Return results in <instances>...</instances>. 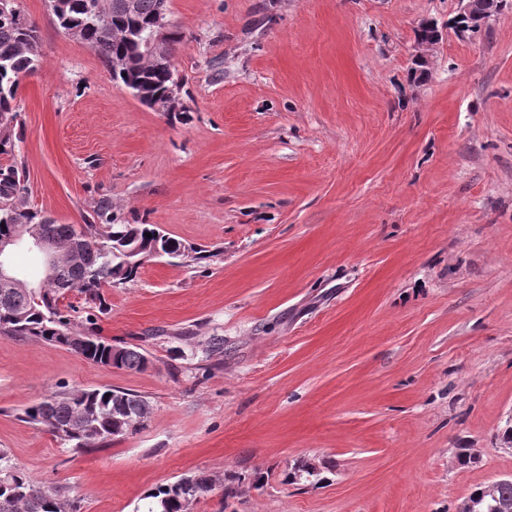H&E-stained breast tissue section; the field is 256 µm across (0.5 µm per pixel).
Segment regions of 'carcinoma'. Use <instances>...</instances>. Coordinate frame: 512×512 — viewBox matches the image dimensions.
I'll return each instance as SVG.
<instances>
[{
  "mask_svg": "<svg viewBox=\"0 0 512 512\" xmlns=\"http://www.w3.org/2000/svg\"><path fill=\"white\" fill-rule=\"evenodd\" d=\"M73 7L62 15L67 25L84 29V43L94 48L107 65L112 56L123 54L135 59L136 66L121 77L129 87L136 82L149 85L154 95L163 94L174 81V73L157 68L141 55L142 47L126 37L134 25L147 26L160 0H138L132 18L122 13L99 16L97 0H72ZM37 38L35 25L0 17V154L14 149L13 134L18 112L14 101L20 80L35 70L38 57L19 52L25 31ZM24 174L13 165L0 167V235L26 232L35 226L59 245L63 255L53 264L51 276L41 282L42 297L36 303L24 288H0V335L65 346L84 359L105 367L142 371L150 363L146 352L129 344L115 346L98 336L92 317L89 327L77 330L71 313L76 306L66 301L77 292L87 309L104 311L101 293L106 286L116 287L133 281L139 266L132 252L158 247L164 255L188 262L199 259L197 249L186 247L164 234L154 224H115L109 206L102 207L100 224H56L26 208ZM150 403L146 397L114 388L56 391L43 401L23 410L25 421L45 426L55 437L71 442L85 452L106 447L114 438L134 429L147 418ZM300 472L288 475V482L325 481L322 469L305 460ZM215 487L204 474L184 475L150 492L142 512H183L184 501L200 499ZM0 512H77L69 491L55 489L47 496L44 486L34 481L0 451Z\"/></svg>",
  "mask_w": 512,
  "mask_h": 512,
  "instance_id": "carcinoma-1",
  "label": "carcinoma"
}]
</instances>
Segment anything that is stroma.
<instances>
[{
  "instance_id": "obj_1",
  "label": "stroma",
  "mask_w": 512,
  "mask_h": 512,
  "mask_svg": "<svg viewBox=\"0 0 512 512\" xmlns=\"http://www.w3.org/2000/svg\"><path fill=\"white\" fill-rule=\"evenodd\" d=\"M19 5L39 65L0 166L27 207L94 224L106 203L209 256L103 288L96 331L143 348V371L0 335L13 463L77 512L257 470L195 512H455L512 474V9L463 36L456 0H169L181 104L157 112L49 0ZM424 20L443 38L415 84ZM61 385L143 395L150 415L79 452L18 417ZM304 459L327 482L289 484Z\"/></svg>"
}]
</instances>
